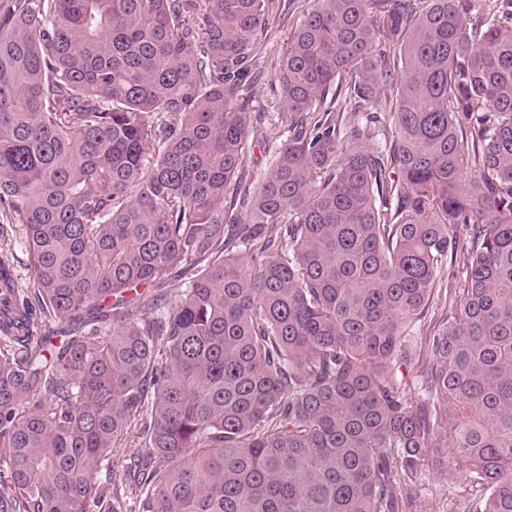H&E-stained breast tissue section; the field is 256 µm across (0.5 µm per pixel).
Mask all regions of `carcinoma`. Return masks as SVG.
I'll use <instances>...</instances> for the list:
<instances>
[{
	"mask_svg": "<svg viewBox=\"0 0 512 512\" xmlns=\"http://www.w3.org/2000/svg\"><path fill=\"white\" fill-rule=\"evenodd\" d=\"M311 2L241 218L279 0H0V512H400L448 466L512 512V0ZM15 230L10 240L3 242L0 239V257L1 254L8 256L19 282L22 285H27L30 275L28 252L24 244L21 226L16 224ZM442 311L433 308L430 309L427 316L417 323L410 332V338L413 345L417 346L420 363L428 357L429 336L433 335L435 328L442 319Z\"/></svg>",
	"mask_w": 512,
	"mask_h": 512,
	"instance_id": "obj_1",
	"label": "carcinoma"
}]
</instances>
